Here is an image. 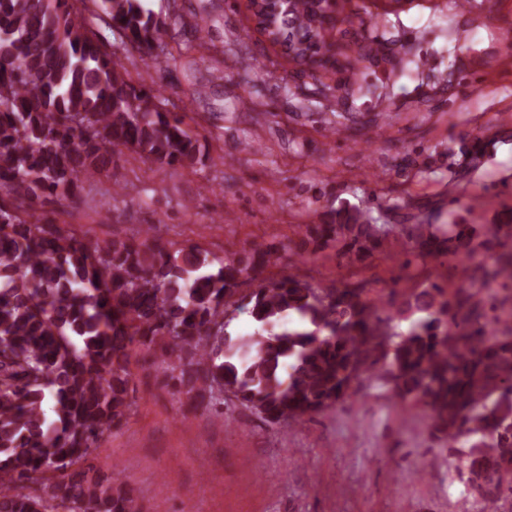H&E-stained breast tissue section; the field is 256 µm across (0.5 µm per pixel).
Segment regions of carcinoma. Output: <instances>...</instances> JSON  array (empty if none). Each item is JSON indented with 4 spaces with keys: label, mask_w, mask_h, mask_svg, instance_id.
Returning <instances> with one entry per match:
<instances>
[{
    "label": "carcinoma",
    "mask_w": 512,
    "mask_h": 512,
    "mask_svg": "<svg viewBox=\"0 0 512 512\" xmlns=\"http://www.w3.org/2000/svg\"><path fill=\"white\" fill-rule=\"evenodd\" d=\"M76 0H0V512H139L90 461L134 405L136 349L161 357L167 386L224 417L241 406L269 425L330 411L381 379L387 398L419 411L430 440L458 461L473 512L512 507V221L481 228L373 224L342 206L307 224L289 250L327 248L349 263L391 235L413 259L461 264L436 283L388 298L363 285L317 288L296 276L243 278L281 264L254 242L219 267L195 245L160 234L101 241L42 211L70 207L84 183L128 150L161 168L202 161L197 135L158 90L138 87ZM121 49L158 67L165 20L142 0H98ZM340 0H269L258 21L270 45L301 63L329 46L320 12ZM255 331L235 340L226 307ZM406 322L404 331L398 323Z\"/></svg>",
    "instance_id": "obj_1"
}]
</instances>
